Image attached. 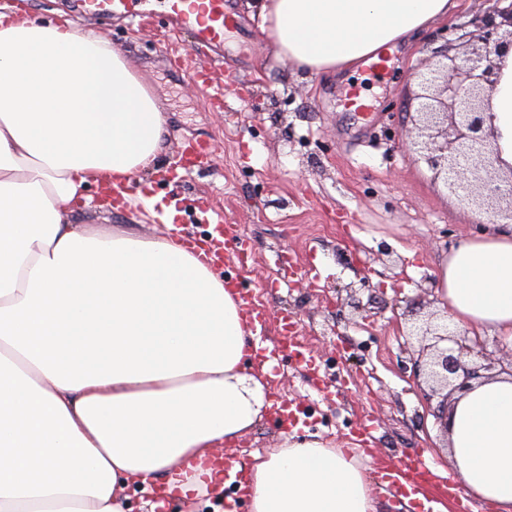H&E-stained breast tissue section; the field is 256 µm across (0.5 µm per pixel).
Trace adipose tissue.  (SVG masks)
<instances>
[{
  "label": "adipose tissue",
  "instance_id": "ef3b65f1",
  "mask_svg": "<svg viewBox=\"0 0 512 512\" xmlns=\"http://www.w3.org/2000/svg\"><path fill=\"white\" fill-rule=\"evenodd\" d=\"M450 0H255L278 55L333 73L379 61ZM512 166V53L491 100ZM166 118L96 35L0 13V512H125L133 483L223 485L209 450L260 419L265 386L234 291L172 232L109 237L74 223L92 184L143 182ZM453 326L512 344V234L436 271ZM448 456L466 494L512 512V375L455 396ZM251 512H372L353 455L283 440L249 470Z\"/></svg>",
  "mask_w": 512,
  "mask_h": 512
}]
</instances>
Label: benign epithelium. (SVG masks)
<instances>
[{"instance_id": "benign-epithelium-1", "label": "benign epithelium", "mask_w": 512, "mask_h": 512, "mask_svg": "<svg viewBox=\"0 0 512 512\" xmlns=\"http://www.w3.org/2000/svg\"><path fill=\"white\" fill-rule=\"evenodd\" d=\"M477 43L463 55L438 51L439 60L415 73L417 90L405 112L417 135L408 149L417 154L432 178L470 207L512 222V166L497 165L490 100L498 83L503 57L512 50V2L474 20ZM416 335L431 337L422 361L425 374L437 387L467 390L479 370L469 367L454 351L473 347L454 337L444 322H428ZM454 342L458 349L445 346Z\"/></svg>"}]
</instances>
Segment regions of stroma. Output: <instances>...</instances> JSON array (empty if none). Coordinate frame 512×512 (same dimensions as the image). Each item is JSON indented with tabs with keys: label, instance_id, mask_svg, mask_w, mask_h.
I'll return each instance as SVG.
<instances>
[{
	"label": "stroma",
	"instance_id": "35a3bbf8",
	"mask_svg": "<svg viewBox=\"0 0 512 512\" xmlns=\"http://www.w3.org/2000/svg\"><path fill=\"white\" fill-rule=\"evenodd\" d=\"M248 2L224 0L237 25L216 66L213 84L222 97L214 103L190 79L198 60L192 34L163 10L140 24L78 19L68 0H0V6L42 23L70 21L76 33H94L127 59L167 116L159 168L178 160L185 141L219 146L211 167L159 184L156 194L175 205L176 222L190 235L208 230L184 211L204 194L224 223L250 240L251 260L225 274L250 288L265 313L266 338L276 346L265 376L269 401L299 406L302 414L288 429L266 411L212 456L247 465L292 435L352 449L373 484V455L394 462L422 452L451 468L434 414L440 397L415 370L419 342L408 330L440 310L434 271L441 258L490 219L435 185L405 150L412 124L402 106L412 72L436 50L463 52L478 33L474 19L494 9L495 0H455L448 16L394 48L392 66H364L347 80L299 71L278 57ZM102 192L89 186L74 202L78 223L102 236L162 232L140 205L100 210ZM286 321L310 366L277 346ZM366 424L368 455L356 439ZM122 500L125 512H211L194 492L160 501L132 485Z\"/></svg>",
	"mask_w": 512,
	"mask_h": 512
}]
</instances>
